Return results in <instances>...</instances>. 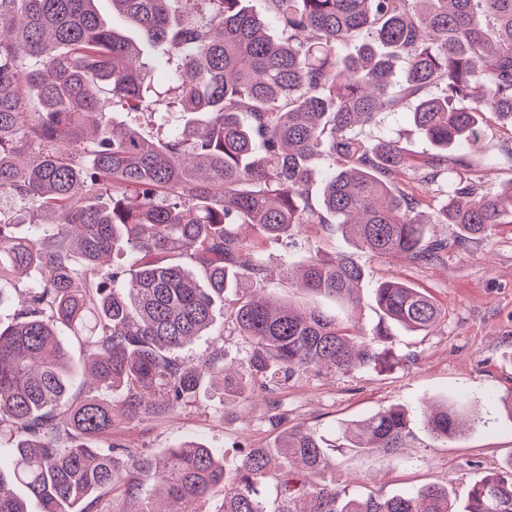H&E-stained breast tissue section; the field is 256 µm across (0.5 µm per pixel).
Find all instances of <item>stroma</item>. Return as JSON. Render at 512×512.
<instances>
[{
	"instance_id": "35a3bbf8",
	"label": "stroma",
	"mask_w": 512,
	"mask_h": 512,
	"mask_svg": "<svg viewBox=\"0 0 512 512\" xmlns=\"http://www.w3.org/2000/svg\"><path fill=\"white\" fill-rule=\"evenodd\" d=\"M400 138L409 154L423 156L431 147L413 126L408 106L381 114L378 125L363 128L367 140ZM486 149L465 160L469 173L494 189L512 181V164L499 159L501 145L512 142V127L491 121ZM430 236L450 242L436 262L385 260L353 248L342 234L322 227L265 247L263 260L273 273L266 293L274 299L314 300L293 288L280 274L282 259L297 265L316 251L348 252L366 277L357 308L318 299L323 310L359 320L371 329L379 312L374 287L395 276L430 295L442 310L434 330L410 333L395 329L391 346L397 363L392 371L360 370L347 374L296 372L267 395L224 407V392L202 382L194 407L159 421L116 433L117 441L146 453H159L178 442L197 438L224 456L225 468L238 463L241 447L273 442L283 427L303 425L316 435L333 439L339 426L390 407L405 408L414 437L395 454L359 457L349 450L330 453L328 478L350 495L389 497L413 492L425 484L446 485L453 497L464 499L470 486L495 472L512 457V419L502 410L512 399V224L495 225L487 237L455 246L454 226L429 225ZM464 399L470 418L461 435L443 442L423 428L425 405L443 399Z\"/></svg>"
}]
</instances>
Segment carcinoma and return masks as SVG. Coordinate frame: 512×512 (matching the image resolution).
<instances>
[{
  "label": "carcinoma",
  "mask_w": 512,
  "mask_h": 512,
  "mask_svg": "<svg viewBox=\"0 0 512 512\" xmlns=\"http://www.w3.org/2000/svg\"><path fill=\"white\" fill-rule=\"evenodd\" d=\"M111 2L138 40L105 25L95 0H0V193L54 216L28 235L0 217V305L14 274H35L0 324V447L10 449L0 512H28L32 499L41 512H102L93 495L104 488L142 501L134 512H193L213 496L224 512H512V461L459 508L446 486L347 498L322 478L329 448L406 447L411 422L398 406L340 426L332 441L288 428L271 446L240 449L232 470L195 441L150 456L112 440L121 424L191 406L206 375L235 402L258 375L277 385L301 369L389 371L393 328L439 322L438 305L399 280L374 288L370 331L277 302L264 295L261 253L302 226L336 224L377 257L429 264L448 249L429 224L454 225L462 245L512 223V181L485 190L456 170L482 148L487 114L512 124V0H264L262 13L245 0ZM189 4L197 17L172 27ZM351 42L356 52L343 53ZM146 45L159 50L150 62ZM157 68L181 123L149 137L144 127L168 125L148 101ZM402 104L435 149L422 162L393 137L358 136ZM408 171L423 195L399 186ZM116 253L131 260L128 288L115 286ZM364 276L342 252L292 274L300 291L351 306ZM218 302L254 347L233 373L219 344L192 366L178 358L210 334ZM67 336L85 347L80 374ZM463 411L444 401L424 428L446 442ZM269 481L275 508L262 497Z\"/></svg>",
  "instance_id": "cac0c4a2"
}]
</instances>
